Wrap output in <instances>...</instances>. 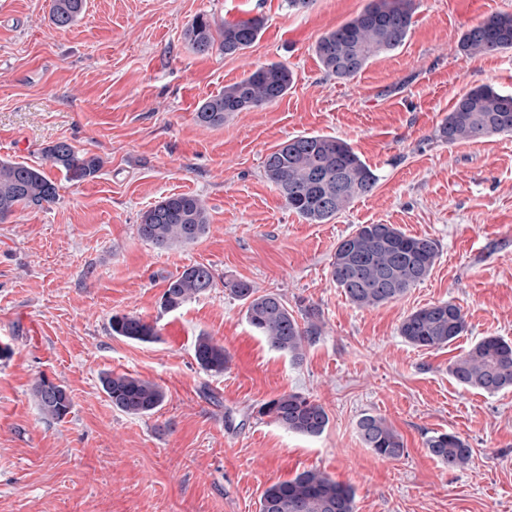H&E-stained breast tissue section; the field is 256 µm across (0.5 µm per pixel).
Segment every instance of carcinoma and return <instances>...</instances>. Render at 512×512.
I'll return each mask as SVG.
<instances>
[{
	"instance_id": "cac0c4a2",
	"label": "carcinoma",
	"mask_w": 512,
	"mask_h": 512,
	"mask_svg": "<svg viewBox=\"0 0 512 512\" xmlns=\"http://www.w3.org/2000/svg\"><path fill=\"white\" fill-rule=\"evenodd\" d=\"M85 0H53L52 23L64 29L81 15ZM413 0H370L355 17L321 36L314 52L324 71L339 80L354 78L375 56L401 46L411 27ZM263 21L226 24L219 31L220 47L232 56L252 46ZM213 22L199 15L186 31L197 54H207L215 43ZM512 48V14L492 15L467 29L457 51L461 56L499 53ZM297 75L283 63H269L224 87L196 109L195 121L218 127L236 112L272 104L286 94ZM494 134H512V93L491 86H476L459 96L436 129V138L448 144L477 141ZM44 159L65 173L67 179L84 182L96 177L102 167L97 156L76 151L59 141L43 150ZM264 173L288 205L310 224L334 218L355 198L374 191L378 176L345 141L327 135L290 138L267 154ZM57 199V186L37 167L0 161V222L20 207H41ZM208 217L200 198L173 194L141 215L140 238L161 248L186 246L202 237ZM439 248L431 238L408 236L393 224H361L355 233L336 246L331 276L345 297L358 308H375L403 296L431 273ZM216 285L209 265H190L168 280L161 296L163 309L173 311L209 292ZM246 306L249 325L275 350L299 363L304 347L321 333L320 311L310 307L297 319L284 299L274 293H258L246 280L224 284ZM112 335L139 342L158 340L157 327L134 314L112 315ZM466 331L462 309L441 302L406 316L399 334L422 349L447 346ZM194 358L211 374L224 373L228 355L224 345L207 335L197 337ZM449 373L465 387L496 394L512 388V341L487 336L474 343L449 365ZM102 388L116 409L136 416L147 415L165 398L162 389L129 374H107ZM41 413L61 421L72 408L67 388L42 377L33 388ZM257 413L283 428L308 437L323 434L329 425L324 407L309 397L289 392L260 404ZM357 428L365 447L382 458L396 460L405 454L401 436L379 415L365 414ZM431 455L450 469L468 465L472 449L453 432H436L426 438ZM259 512H354V493L318 470H304L293 478L269 486L259 501Z\"/></svg>"
}]
</instances>
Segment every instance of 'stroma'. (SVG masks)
<instances>
[{
  "instance_id": "obj_1",
  "label": "stroma",
  "mask_w": 512,
  "mask_h": 512,
  "mask_svg": "<svg viewBox=\"0 0 512 512\" xmlns=\"http://www.w3.org/2000/svg\"><path fill=\"white\" fill-rule=\"evenodd\" d=\"M369 0H86L69 29L53 0H0V160L44 169L55 203L0 223V512H259L269 486L318 470L352 486L355 512H512V389L457 384L449 364L486 336L512 340V135L448 145L435 137L457 97L489 85L512 93V51L465 57L461 35L512 0H414L403 45L353 79L326 74L314 45ZM259 17L258 40L234 56L194 53L192 20ZM297 75L279 101L202 127L195 109L258 66ZM350 144L379 181L336 217L311 224L266 179L265 156L297 135ZM64 141L100 157L96 178L67 181L44 147ZM198 196L209 213L195 243L162 249L137 233L163 198ZM361 224H393L439 244L422 283L376 308L350 304L331 277L339 241ZM213 268L216 286L174 311L160 297L186 266ZM276 293L294 313L321 312L302 362L270 347L226 283ZM452 302L462 336L440 349L399 334L411 312ZM130 313L160 338L113 335ZM223 344V374L193 357L199 334ZM159 385L160 407H112L104 374ZM48 376L73 406L60 421L32 387ZM309 396L330 422L317 437L288 432L258 405ZM384 417L405 455L377 457L358 420ZM453 432L473 450L451 471L427 436Z\"/></svg>"
}]
</instances>
